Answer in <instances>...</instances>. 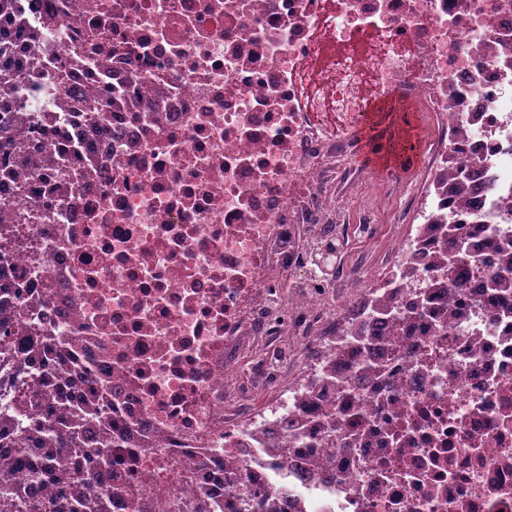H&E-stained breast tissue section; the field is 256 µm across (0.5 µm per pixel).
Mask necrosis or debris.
<instances>
[{"mask_svg": "<svg viewBox=\"0 0 512 512\" xmlns=\"http://www.w3.org/2000/svg\"><path fill=\"white\" fill-rule=\"evenodd\" d=\"M1 41L29 88L0 101L19 131L0 341L69 338L108 384L135 479L93 489L124 512H199L201 492L239 512L269 489L280 512H512V296L477 264L427 304L402 280L433 275L419 227L440 217L512 240V0H14ZM105 85L133 104L91 117ZM373 91L428 112L422 187L386 264L322 271V240L367 237L398 199L377 182L356 212L328 202ZM47 373L0 354L12 446L43 409L24 377Z\"/></svg>", "mask_w": 512, "mask_h": 512, "instance_id": "4bbe7bcc", "label": "necrosis or debris"}]
</instances>
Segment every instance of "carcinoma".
I'll list each match as a JSON object with an SVG mask.
<instances>
[{"instance_id":"carcinoma-1","label":"carcinoma","mask_w":512,"mask_h":512,"mask_svg":"<svg viewBox=\"0 0 512 512\" xmlns=\"http://www.w3.org/2000/svg\"><path fill=\"white\" fill-rule=\"evenodd\" d=\"M23 87L22 79L7 69L0 71V98L17 96ZM127 103V92L107 88L100 101L86 106L89 112H99L106 106ZM467 161L448 156V181L462 189L469 181ZM431 260L439 276L429 280L427 288H460V268L477 256V250L460 232L459 222H441L438 230L426 229ZM502 255L496 268L486 273L487 287L500 294H512V241L496 245ZM27 349L38 353L62 373L86 374L89 365L74 355L75 347L69 340L44 341L34 336L25 339ZM29 395L46 402V412L31 420L26 433L28 445L16 449L4 458L0 456V512H114L113 501L91 492V483L85 475L57 469L54 463L68 452L81 457L96 470L110 471L127 464L135 454L134 444L120 430V418L112 417L109 390L102 381L92 380L81 402L69 403L39 382ZM91 430L97 436V447L84 448V435ZM28 470V485L14 481L17 471ZM272 493L263 492L258 499L243 501L245 512H277Z\"/></svg>"}]
</instances>
